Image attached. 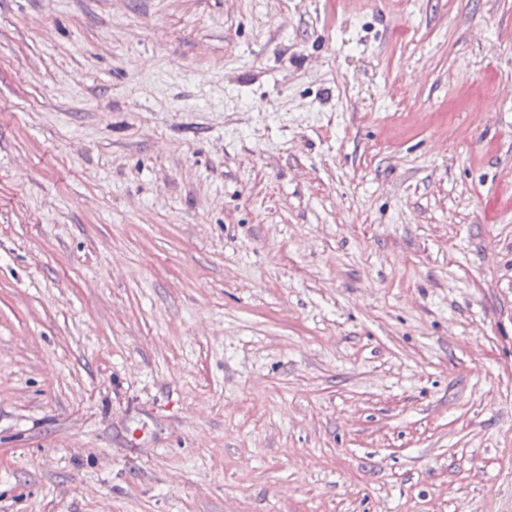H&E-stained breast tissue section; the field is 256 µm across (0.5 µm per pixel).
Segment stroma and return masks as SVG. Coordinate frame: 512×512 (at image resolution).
<instances>
[{
	"instance_id": "35a3bbf8",
	"label": "stroma",
	"mask_w": 512,
	"mask_h": 512,
	"mask_svg": "<svg viewBox=\"0 0 512 512\" xmlns=\"http://www.w3.org/2000/svg\"><path fill=\"white\" fill-rule=\"evenodd\" d=\"M0 512H512V0H0Z\"/></svg>"
}]
</instances>
